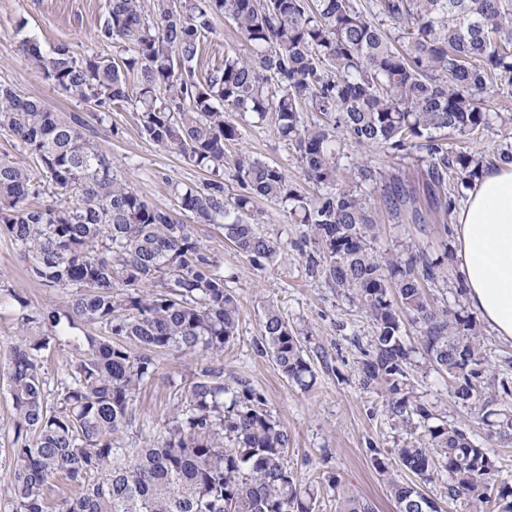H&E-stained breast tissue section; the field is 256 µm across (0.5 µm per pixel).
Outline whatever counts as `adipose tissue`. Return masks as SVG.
<instances>
[{
    "label": "adipose tissue",
    "mask_w": 512,
    "mask_h": 512,
    "mask_svg": "<svg viewBox=\"0 0 512 512\" xmlns=\"http://www.w3.org/2000/svg\"><path fill=\"white\" fill-rule=\"evenodd\" d=\"M455 232L470 307L496 336L512 340V165L485 170L456 213Z\"/></svg>",
    "instance_id": "ef3b65f1"
}]
</instances>
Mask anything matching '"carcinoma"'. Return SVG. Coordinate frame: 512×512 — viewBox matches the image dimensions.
<instances>
[{"mask_svg":"<svg viewBox=\"0 0 512 512\" xmlns=\"http://www.w3.org/2000/svg\"><path fill=\"white\" fill-rule=\"evenodd\" d=\"M218 17L236 27L244 52H225L200 79L201 40ZM98 39L121 44L120 60L79 55L64 42L49 52L34 39L23 45L32 67L66 97L101 108L136 98L142 134L211 178L177 189L174 211L151 204L114 174L81 115L59 117L0 83V130L41 177L0 158V231L42 285L76 289L67 309L20 317L39 322L42 335L21 337L8 359L14 468L0 489L3 512H56L49 493L59 479L70 490L61 512H314L315 490L301 487L286 460L287 430L256 389L226 386L221 365L203 366L178 388L163 432L134 458L117 461L121 449L112 442L155 373L152 351L217 356L234 340L238 303L194 225L216 224L251 261H269L278 246L251 223L255 196L288 204L293 223L309 231V271L371 322L359 385L386 397L396 426H424L422 437L388 456L370 449L398 512H438L420 484L443 472L448 498L465 499L471 512H512V485L498 479L490 451L460 426L434 422L432 405L410 383L415 350L402 339L405 313L420 326L422 358L448 375L455 403L491 437L512 443V413L498 408L512 391L491 380L465 286L456 283L453 308L435 306L422 288L436 282L452 251L445 244L433 258L414 244L404 259L376 254L377 213L339 178L342 137L361 147L414 148L425 153L418 186L390 175L383 206L397 218L409 205L417 221L420 188L427 206L450 213L448 172L468 183L483 164L476 152L448 154L445 136L468 138L488 125L487 79L512 86V0H378L373 12L354 0H153L151 14L142 0H107ZM236 112L274 117L275 134L296 146L304 179L321 190L316 200L246 151L232 164L245 193L227 197L224 145L239 140ZM306 112L321 120L304 121ZM43 184L55 190L54 204H29ZM78 321L92 331L66 336ZM64 337L72 356L51 385L43 353ZM263 338L281 373L310 386L299 339L272 306ZM393 459L419 482L401 480ZM339 512L371 505L344 495Z\"/></svg>","mask_w":512,"mask_h":512,"instance_id":"1","label":"carcinoma"}]
</instances>
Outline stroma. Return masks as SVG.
Segmentation results:
<instances>
[{"mask_svg":"<svg viewBox=\"0 0 512 512\" xmlns=\"http://www.w3.org/2000/svg\"><path fill=\"white\" fill-rule=\"evenodd\" d=\"M105 5L106 0H0V82L41 100L50 111L82 114L87 121L86 135L108 153L114 173L125 178L147 202L175 208V188L202 186L205 172L142 136L135 101L102 109L63 97L22 52V41L33 38L46 50L67 42L79 54L117 57L118 46L97 37ZM241 48L232 26L216 19L213 33L202 42L198 73H206L222 61L225 52ZM484 105L494 117L480 129L475 141L452 137L448 146L454 151L475 148L484 165L491 167L498 164L501 150L512 146V126H502L497 118L498 113H512V88L488 87ZM235 121L240 138L225 145V164H232L239 152L246 151L277 166L294 183L303 184L296 150L276 136L272 120L261 122L239 114ZM340 149L341 175H349L363 164L380 172V179L358 185L359 193L372 207L380 209L382 205L385 173H397L412 182L419 177L416 155L363 148L347 141ZM252 215L259 232L280 246L277 259L262 267L237 252L217 227L196 228L198 239L224 275L225 288L239 304L236 336L218 358L224 366V382L230 386L242 380L263 395L266 409L288 432L289 466L304 485L319 491L316 512L337 510L336 497L326 484L332 473L340 477L350 494L370 501L374 512H398L394 498L371 464L370 451L401 445L414 432L395 427L381 394L363 390L358 383L360 347L367 344L372 327L365 314L328 282L309 273L308 248L303 244L306 228L291 223L286 203L255 198ZM422 215L423 223L415 224L407 217L395 221L381 213L373 243L376 253L396 254L412 241L434 247L443 239L451 249H458L456 236L444 234L445 226L454 224V215L429 209ZM73 294V289L47 288L33 279L20 261L14 241L0 232V378L6 374L12 345L20 337L40 333L37 325L23 326L22 312L41 309L50 302L66 305ZM270 306L278 308L289 327L300 335L314 373L310 387L285 378L270 355L259 350L262 322ZM153 357L156 373L135 398L133 420L114 436L116 446L125 448L130 458L152 443L169 419L174 383L182 382L200 364L198 356L177 350L157 351ZM410 375L418 393L440 416L464 426L476 445L491 450L500 479L512 483V445L500 446L489 437L486 425L455 403L447 376L423 365L412 367Z\"/></svg>","mask_w":512,"mask_h":512,"instance_id":"stroma-1","label":"stroma"}]
</instances>
